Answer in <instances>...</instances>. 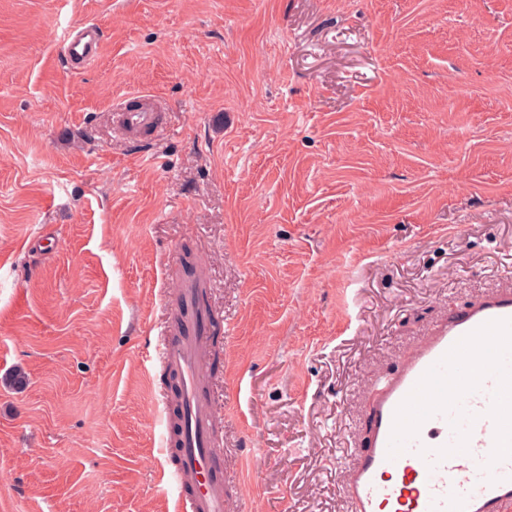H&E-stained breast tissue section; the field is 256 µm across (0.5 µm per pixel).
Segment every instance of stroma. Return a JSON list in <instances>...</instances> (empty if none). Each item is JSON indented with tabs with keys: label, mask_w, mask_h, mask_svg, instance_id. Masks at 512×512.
Instances as JSON below:
<instances>
[{
	"label": "stroma",
	"mask_w": 512,
	"mask_h": 512,
	"mask_svg": "<svg viewBox=\"0 0 512 512\" xmlns=\"http://www.w3.org/2000/svg\"><path fill=\"white\" fill-rule=\"evenodd\" d=\"M192 280L224 512H347L375 383L512 286V0H0V512H176ZM103 46V35L99 26L84 22L68 31L60 52L68 68L79 71L100 57ZM120 117L126 128L147 130L157 126L159 114L153 105L141 103L139 107L124 108Z\"/></svg>",
	"instance_id": "stroma-1"
}]
</instances>
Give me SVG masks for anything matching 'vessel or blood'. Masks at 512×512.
Wrapping results in <instances>:
<instances>
[{
  "instance_id": "1",
  "label": "vessel or blood",
  "mask_w": 512,
  "mask_h": 512,
  "mask_svg": "<svg viewBox=\"0 0 512 512\" xmlns=\"http://www.w3.org/2000/svg\"><path fill=\"white\" fill-rule=\"evenodd\" d=\"M103 46L99 26L84 22L60 52L78 71ZM120 117L147 130L159 114L143 103ZM206 339L191 320L161 344L160 361L178 380L180 512H224V453L203 395ZM367 412L366 446L343 480L351 512H512V290L481 296L428 329L379 382Z\"/></svg>"
}]
</instances>
